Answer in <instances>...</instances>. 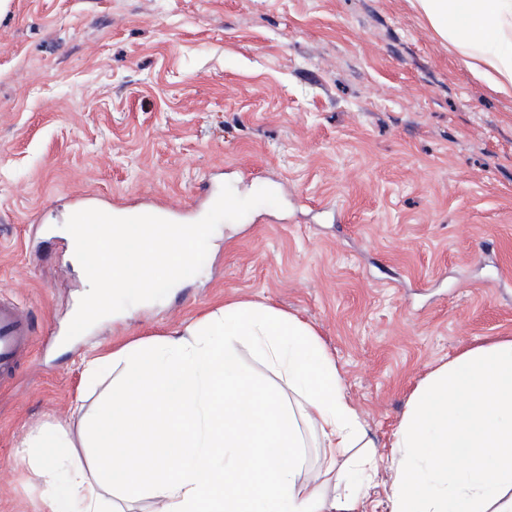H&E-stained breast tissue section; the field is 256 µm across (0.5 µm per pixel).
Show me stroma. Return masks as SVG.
Masks as SVG:
<instances>
[{
  "instance_id": "obj_1",
  "label": "stroma",
  "mask_w": 512,
  "mask_h": 512,
  "mask_svg": "<svg viewBox=\"0 0 512 512\" xmlns=\"http://www.w3.org/2000/svg\"><path fill=\"white\" fill-rule=\"evenodd\" d=\"M262 205L216 229L201 271L65 341L89 285L77 208ZM0 296L43 339L0 384V512H48L26 447L79 455L123 369L236 301L313 324L370 437L390 445L434 368L512 338V93L462 65L413 0H10L0 15ZM82 400L84 419L71 417Z\"/></svg>"
}]
</instances>
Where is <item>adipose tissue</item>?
I'll use <instances>...</instances> for the list:
<instances>
[{
	"instance_id": "obj_1",
	"label": "adipose tissue",
	"mask_w": 512,
	"mask_h": 512,
	"mask_svg": "<svg viewBox=\"0 0 512 512\" xmlns=\"http://www.w3.org/2000/svg\"><path fill=\"white\" fill-rule=\"evenodd\" d=\"M474 76L512 92V0H414ZM294 395L241 372L240 346ZM323 450L305 461L306 431ZM50 512H123L147 493L161 512H359L343 474L370 473L375 443L316 328L260 301L229 302L127 366ZM389 512H512V339L443 363L414 390L392 442Z\"/></svg>"
}]
</instances>
